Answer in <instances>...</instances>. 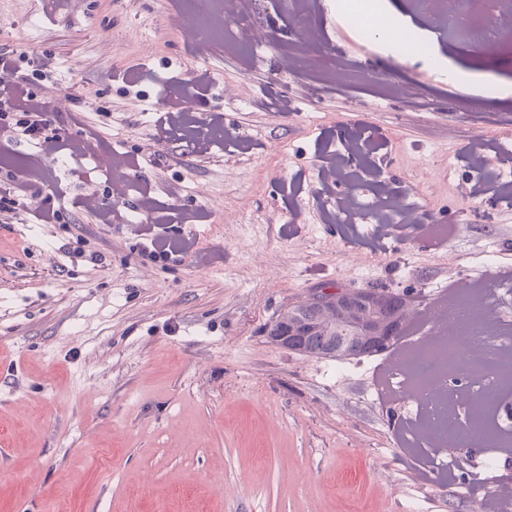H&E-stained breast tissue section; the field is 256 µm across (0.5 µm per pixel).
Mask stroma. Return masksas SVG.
Instances as JSON below:
<instances>
[{
    "label": "stroma",
    "instance_id": "stroma-1",
    "mask_svg": "<svg viewBox=\"0 0 512 512\" xmlns=\"http://www.w3.org/2000/svg\"><path fill=\"white\" fill-rule=\"evenodd\" d=\"M322 2L319 55L343 49L363 79L316 93L310 74L279 68L297 32L275 0H254L275 47L248 72L193 50L186 0H0V55L41 58L54 89L78 83L50 119L85 144L45 157L0 136V195L21 207L0 224V512H404L417 496L422 512H470L485 453L438 449L456 462L439 471L411 450L414 411L385 389L388 354L344 360L339 377L335 359L289 352L265 330L327 283L406 294L420 316L459 255L490 246L512 275V222L458 220L502 203L496 184L469 196L470 148L512 150V54L494 62V88L478 57H451L428 32L433 55L407 62L417 96L402 100L368 82L386 77L387 46L367 48L337 0ZM28 13L37 34L16 25ZM167 83L198 120L180 136L165 109H145ZM216 115L238 152L213 137ZM361 133L364 169L324 192V162ZM111 150L131 188L121 219L102 224L81 200L106 191L94 159ZM377 181L423 203L447 238L404 232L374 249L366 225L332 219L337 198L368 201ZM146 193L167 217L149 235L125 221ZM34 194L54 223L26 210ZM156 236L193 249L152 258ZM79 237L87 255H68Z\"/></svg>",
    "mask_w": 512,
    "mask_h": 512
}]
</instances>
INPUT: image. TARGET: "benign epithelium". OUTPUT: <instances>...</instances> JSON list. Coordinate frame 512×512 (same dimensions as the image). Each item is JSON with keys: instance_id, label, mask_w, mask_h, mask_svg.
<instances>
[{"instance_id": "7a95c632", "label": "benign epithelium", "mask_w": 512, "mask_h": 512, "mask_svg": "<svg viewBox=\"0 0 512 512\" xmlns=\"http://www.w3.org/2000/svg\"><path fill=\"white\" fill-rule=\"evenodd\" d=\"M384 304L408 310V300L403 294L387 290L358 292L338 285L322 284L311 289L300 302L301 306L307 308V316L302 324L280 319L272 329L270 340L290 351L304 354L317 330L320 313L334 311L336 318L345 326L356 328L373 323ZM402 334L403 322L394 320L388 328L373 330L369 336H325L323 341L325 350L335 352L343 349L349 356L355 357L381 354L393 347Z\"/></svg>"}]
</instances>
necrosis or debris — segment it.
<instances>
[{
    "label": "necrosis or debris",
    "instance_id": "necrosis-or-debris-1",
    "mask_svg": "<svg viewBox=\"0 0 512 512\" xmlns=\"http://www.w3.org/2000/svg\"><path fill=\"white\" fill-rule=\"evenodd\" d=\"M476 2L408 0L407 8L421 28L442 27L455 33L450 55L476 54L490 61L512 44V31L499 26L501 19L512 21V0H496L478 29L472 22ZM282 4L300 37L281 50L280 68L299 73L322 41L316 22L319 5L317 0H282ZM347 16L366 41L392 45L390 73L401 72L409 56L425 50L418 40L396 43L394 33L403 22L390 13L384 0H379L376 11L351 10ZM186 32L199 54H236L248 68L256 66L272 45L270 37L255 33L252 0H194ZM373 216L410 232L439 238L447 234L446 226L426 223L422 204L402 203L399 195L383 188L371 202L355 205L346 200L336 212L337 221L344 224L363 223ZM497 264L491 249L460 257L453 290L436 292L429 316L418 321L413 337L392 354L386 383L392 397L411 399L415 406L421 424L413 434L414 447H458L466 437L490 439L483 493L473 500V512H489L492 502L503 501L495 457L512 447V428L498 418L500 394L512 392V317L493 310L494 305L512 302V283L479 284L469 275L472 267L489 270Z\"/></svg>",
    "mask_w": 512,
    "mask_h": 512
}]
</instances>
